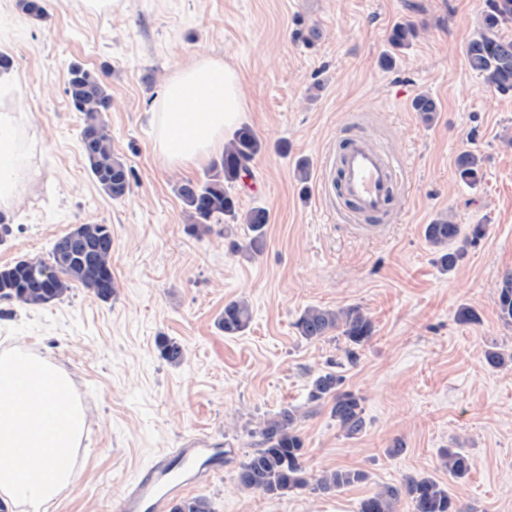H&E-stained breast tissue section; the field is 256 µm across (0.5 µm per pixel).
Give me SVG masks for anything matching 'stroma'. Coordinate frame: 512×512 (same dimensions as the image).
Returning a JSON list of instances; mask_svg holds the SVG:
<instances>
[{
    "label": "stroma",
    "instance_id": "35a3bbf8",
    "mask_svg": "<svg viewBox=\"0 0 512 512\" xmlns=\"http://www.w3.org/2000/svg\"><path fill=\"white\" fill-rule=\"evenodd\" d=\"M43 5L33 18L21 0H0V52L15 59L6 85L32 174L10 206L0 265L46 257L73 225L107 224L116 286L107 302L82 288L40 309L0 302V350L19 346L67 370L86 416L73 483L50 512H113L151 458L209 442L235 451L190 490L213 512H358L365 496L413 474L448 484L467 512H512V363L484 358L512 352L497 307L512 270V94L489 88L465 56L485 0H112L99 16L78 0ZM401 23L419 36L395 52L388 37ZM203 57L236 71L241 122L261 143L235 187L241 211L268 212L266 246L250 258L229 251L223 218L193 223L177 194L211 163L170 166L154 149L156 99ZM74 63L109 88L104 118L129 171L125 199L98 187L80 150L83 118L65 93ZM420 94L438 103L433 124L412 108ZM353 135L383 143L404 170L378 234L320 191L326 161ZM465 151L483 160L474 185L456 172ZM446 213L485 227L449 273L424 237ZM238 298L252 321L227 336L217 319ZM314 305L368 313L374 335L356 361L343 338L299 336L294 323ZM463 306L479 323L458 322ZM164 337L184 346L182 363L161 357ZM325 371L362 399L357 438L329 404L309 400ZM284 407L302 415L309 473L359 469L367 481L332 495L241 491L239 462ZM456 438L474 461L458 480L440 467ZM397 440L403 451L389 454Z\"/></svg>",
    "mask_w": 512,
    "mask_h": 512
}]
</instances>
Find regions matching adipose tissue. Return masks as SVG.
<instances>
[{
	"instance_id": "1",
	"label": "adipose tissue",
	"mask_w": 512,
	"mask_h": 512,
	"mask_svg": "<svg viewBox=\"0 0 512 512\" xmlns=\"http://www.w3.org/2000/svg\"><path fill=\"white\" fill-rule=\"evenodd\" d=\"M244 103L236 72L203 58L165 84L151 114L155 150L168 165L207 161L223 150ZM15 115L0 112V203L20 181L9 162L18 152ZM85 415L64 369L22 349L0 352V503L7 512H46L71 484Z\"/></svg>"
}]
</instances>
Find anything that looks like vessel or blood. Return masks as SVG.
Listing matches in <instances>:
<instances>
[{
    "label": "vessel or blood",
    "mask_w": 512,
    "mask_h": 512,
    "mask_svg": "<svg viewBox=\"0 0 512 512\" xmlns=\"http://www.w3.org/2000/svg\"><path fill=\"white\" fill-rule=\"evenodd\" d=\"M399 164L376 142L358 138L337 149L326 162L320 186L324 197L351 204L355 215L384 217L397 189ZM222 448H175L156 455L115 501L114 512H168L188 488L223 469Z\"/></svg>",
    "instance_id": "vessel-or-blood-1"
}]
</instances>
